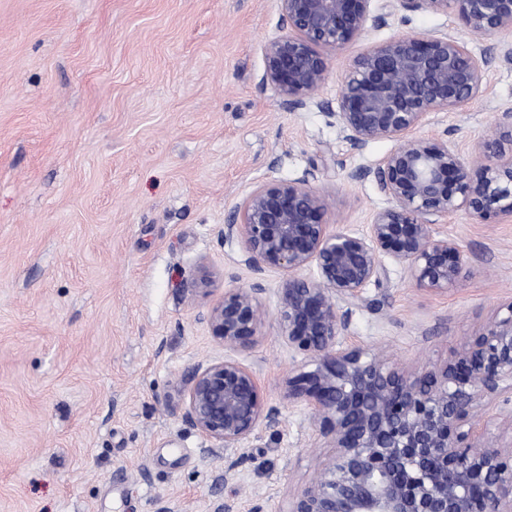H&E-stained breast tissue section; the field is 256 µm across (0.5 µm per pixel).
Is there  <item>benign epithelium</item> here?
<instances>
[{"label": "benign epithelium", "mask_w": 512, "mask_h": 512, "mask_svg": "<svg viewBox=\"0 0 512 512\" xmlns=\"http://www.w3.org/2000/svg\"><path fill=\"white\" fill-rule=\"evenodd\" d=\"M288 34L263 48V81L292 108H305L325 83L328 52L385 24L374 0H279ZM397 11L452 12L473 38L496 39L476 55L448 34H404L363 47L329 113L357 148L378 140L396 147L352 179H369L389 206L364 233L323 222L324 196L305 178L255 186L220 231L242 244L254 274L280 271L279 336L305 356L284 397L311 412L328 448L289 512H512V445L476 431L486 409L512 407V302L499 307L441 368L409 372L380 350L346 344L348 312L380 282L389 258L429 292L462 278L466 259L433 226L463 212L487 224L512 216V109L498 133L479 138L466 162L448 141L413 136L430 115L461 109L480 93L489 66L512 64V0H392ZM315 269L309 277L298 272ZM221 275L200 265L190 299L208 298ZM256 282L228 288L207 309L211 336L229 350L262 337L267 314ZM186 421L219 448H239L275 431L280 412L266 405L253 372L226 357L195 367L181 391Z\"/></svg>", "instance_id": "benign-epithelium-1"}]
</instances>
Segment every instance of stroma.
Listing matches in <instances>:
<instances>
[{
  "instance_id": "obj_1",
  "label": "stroma",
  "mask_w": 512,
  "mask_h": 512,
  "mask_svg": "<svg viewBox=\"0 0 512 512\" xmlns=\"http://www.w3.org/2000/svg\"><path fill=\"white\" fill-rule=\"evenodd\" d=\"M400 34L465 38L453 14L396 13ZM279 0H0V512H288L323 442L283 397L305 361L280 339L281 273H266L259 343L235 352L280 412L276 432L219 448L184 419L191 370L224 358L185 299L199 263L220 288L251 286L239 242L220 231L257 184L307 178L325 223L362 233L387 200L354 170L395 146L357 149L332 118L360 44L331 53L315 104L291 109L263 82V47L286 35ZM512 107V65L478 98L415 135L465 161ZM468 257L449 291L419 289L387 263L352 308L347 342L408 369L444 366L512 301V218L435 225Z\"/></svg>"
}]
</instances>
